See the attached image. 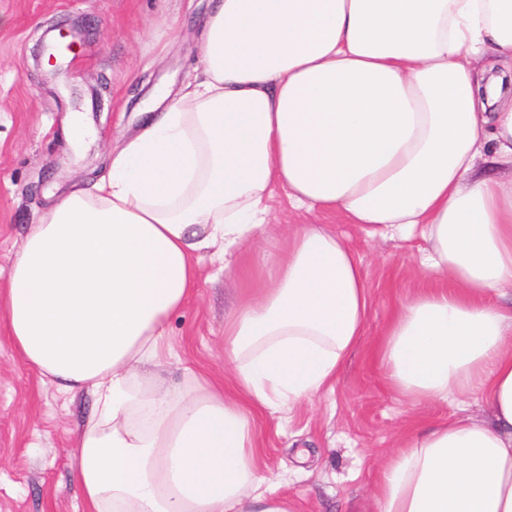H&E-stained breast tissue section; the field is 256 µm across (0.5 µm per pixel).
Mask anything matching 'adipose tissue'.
Listing matches in <instances>:
<instances>
[{
	"instance_id": "ef3b65f1",
	"label": "adipose tissue",
	"mask_w": 512,
	"mask_h": 512,
	"mask_svg": "<svg viewBox=\"0 0 512 512\" xmlns=\"http://www.w3.org/2000/svg\"><path fill=\"white\" fill-rule=\"evenodd\" d=\"M178 99L73 188L11 258L0 322L24 363L93 407L86 512H292L257 478L255 416L331 390L365 334L362 261L322 224L270 253L224 325L232 391L144 385L197 261L262 238L276 193L371 233L419 231L424 288L374 352L412 419L378 512H512V0H214Z\"/></svg>"
}]
</instances>
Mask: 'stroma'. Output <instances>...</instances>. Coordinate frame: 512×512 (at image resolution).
Returning a JSON list of instances; mask_svg holds the SVG:
<instances>
[{
	"label": "stroma",
	"instance_id": "35a3bbf8",
	"mask_svg": "<svg viewBox=\"0 0 512 512\" xmlns=\"http://www.w3.org/2000/svg\"><path fill=\"white\" fill-rule=\"evenodd\" d=\"M211 0H0V277L43 211L74 187L107 175L113 147L138 134L156 85L164 110L200 59L196 31ZM82 29V47L50 81L36 59L44 30L63 20ZM81 109L96 140L75 152L64 136ZM300 224H323L362 260L371 294L366 332L332 392L298 404L284 420L259 423L264 486L289 496L294 512H376L379 467L405 424L445 420L444 404L410 407L389 391L370 352L394 311L422 287L420 254L396 236L371 237L340 215L273 200L268 237L245 244L228 262L203 255L197 292L168 321L170 353L153 375L171 389L203 376L231 379L224 322L268 276L265 256ZM89 398L69 399L29 369L0 326V512H84L76 442Z\"/></svg>",
	"mask_w": 512,
	"mask_h": 512
}]
</instances>
